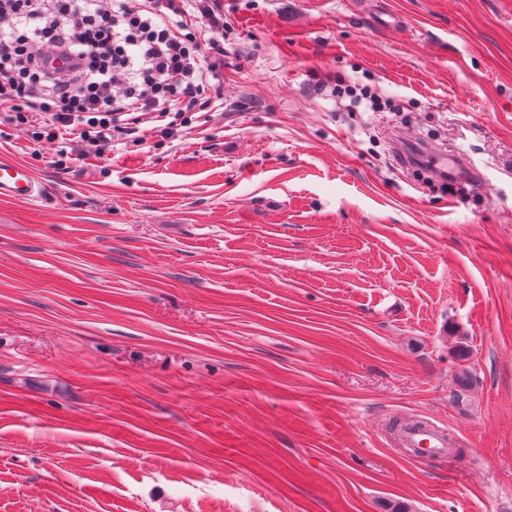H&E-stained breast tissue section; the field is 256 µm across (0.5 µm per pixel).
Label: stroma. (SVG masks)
Instances as JSON below:
<instances>
[{"label":"stroma","mask_w":512,"mask_h":512,"mask_svg":"<svg viewBox=\"0 0 512 512\" xmlns=\"http://www.w3.org/2000/svg\"><path fill=\"white\" fill-rule=\"evenodd\" d=\"M217 8L178 138L0 121V512H512V0ZM430 159L433 167L439 174L446 173L447 171H455L464 174L465 176L475 174L474 168L470 163L468 156L462 152L451 157H446L444 154L431 153ZM42 195L40 181L26 165L0 161V198L38 201ZM412 420L402 426L400 444L412 448L413 454L426 462L438 464L448 459L455 446L454 436L447 428L438 427L427 421L416 426Z\"/></svg>","instance_id":"stroma-1"}]
</instances>
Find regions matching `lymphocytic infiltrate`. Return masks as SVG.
<instances>
[{"mask_svg": "<svg viewBox=\"0 0 512 512\" xmlns=\"http://www.w3.org/2000/svg\"><path fill=\"white\" fill-rule=\"evenodd\" d=\"M164 9L176 0H0V115L32 140L61 129L101 151L145 118L175 134L208 106L217 66ZM55 54L67 67L46 66Z\"/></svg>", "mask_w": 512, "mask_h": 512, "instance_id": "lymphocytic-infiltrate-1", "label": "lymphocytic infiltrate"}]
</instances>
